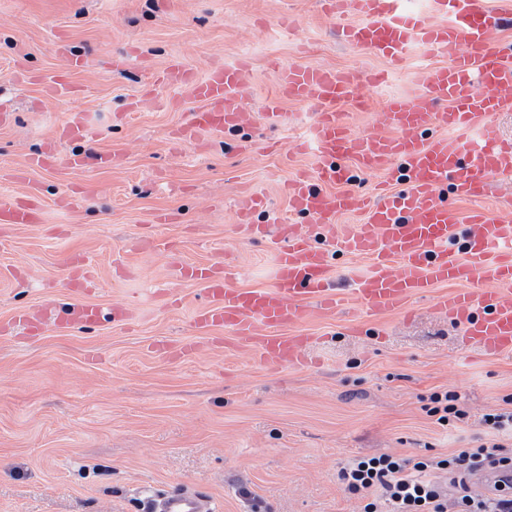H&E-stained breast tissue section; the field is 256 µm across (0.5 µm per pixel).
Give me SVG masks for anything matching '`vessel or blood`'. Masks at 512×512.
I'll list each match as a JSON object with an SVG mask.
<instances>
[{"label":"vessel or blood","mask_w":512,"mask_h":512,"mask_svg":"<svg viewBox=\"0 0 512 512\" xmlns=\"http://www.w3.org/2000/svg\"><path fill=\"white\" fill-rule=\"evenodd\" d=\"M429 14L408 9L407 0H324L325 14L336 19V33L347 45L402 67L411 46L425 55H447L446 66L425 77L426 96L418 102L390 99L385 107L392 136H355L334 106L353 100L364 85L382 83L385 72L288 64L275 65L276 88L262 104L265 125H283V103L296 100L314 112V152L309 169L286 183L289 211L298 223L253 224L265 205L258 194L236 204L241 225L270 242L275 257V284L270 288H233L232 265L182 266L180 278L195 283L204 296L192 320L199 334L211 336L213 348L222 340L213 329L228 331L237 348L253 353L269 368L309 364L312 337L285 332L286 324L305 318L296 300L307 298L326 315L348 306L365 315L395 313L403 320L415 315L414 304L438 285L448 293L435 301L439 313L463 331L465 343L482 356L512 350V221L493 217L483 206L490 178L512 174V139L504 137L496 116L512 112V57L495 40L512 21V0H428ZM356 12L363 20L347 23ZM246 67L208 66L196 74L179 57H171L157 72L159 82L188 86L199 101L197 111L170 132L183 141L199 134L221 132L245 124L249 114L241 91ZM98 133L84 114L74 113L56 128L57 140L68 143L96 139ZM55 148L13 167L10 180L29 187L24 196L0 191L1 224H37L43 199L31 188L34 171L54 167ZM112 153L83 148L67 154L70 170L102 169L112 165ZM385 169L387 177L371 198L347 189L355 173ZM473 201L458 214L451 198ZM358 212L356 225L338 224V217ZM311 216L315 225L304 224ZM327 232L325 244L312 241L313 229ZM370 262L349 292L331 284V251ZM90 271L72 279L73 298L60 316L47 308L17 313L16 323L37 330L41 323L68 333L108 318L126 322L127 309L104 311L87 302ZM149 512H212L208 498L170 491L148 503Z\"/></svg>","instance_id":"1"}]
</instances>
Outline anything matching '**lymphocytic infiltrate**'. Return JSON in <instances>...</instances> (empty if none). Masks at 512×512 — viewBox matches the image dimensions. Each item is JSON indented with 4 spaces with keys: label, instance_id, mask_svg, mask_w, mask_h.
<instances>
[{
    "label": "lymphocytic infiltrate",
    "instance_id": "1",
    "mask_svg": "<svg viewBox=\"0 0 512 512\" xmlns=\"http://www.w3.org/2000/svg\"><path fill=\"white\" fill-rule=\"evenodd\" d=\"M482 421L497 444L417 461L392 454L359 458L343 466L338 478L347 493L362 498L363 512H512V492L495 487L478 494L469 486L470 476L491 466L512 472V409ZM434 471L447 473V486L431 479Z\"/></svg>",
    "mask_w": 512,
    "mask_h": 512
}]
</instances>
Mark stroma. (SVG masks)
Instances as JSON below:
<instances>
[{
	"instance_id": "35a3bbf8",
	"label": "stroma",
	"mask_w": 512,
	"mask_h": 512,
	"mask_svg": "<svg viewBox=\"0 0 512 512\" xmlns=\"http://www.w3.org/2000/svg\"><path fill=\"white\" fill-rule=\"evenodd\" d=\"M61 38L70 58L55 51ZM118 54L125 66L110 71ZM172 55L199 74L246 63L252 121L172 141L196 106L188 87L154 80ZM276 62L383 66L338 39L319 0H0V107L12 114L0 169L39 152L75 112L97 128L94 149L122 158L109 170L33 173L42 223L0 227V324L45 301L63 309L76 253L94 271L89 301L135 313L127 325L0 337V512H142L176 488L216 512H362L338 479L348 460L470 448L487 439L483 415L512 407V352L463 347L430 295L411 322L363 318L362 336L348 335V310L292 323L316 339L306 368H266L231 346L176 362L152 350L159 338H199L191 315L203 297L177 264L230 263L237 288L273 283V255L240 233L235 203L262 195L255 222L280 223L287 181L311 162L307 105L284 103L276 130L256 116ZM447 62L412 51L384 83L361 87L364 107L335 109L356 136L388 133L386 101L422 97L425 73ZM21 68L33 81H15ZM61 72L76 94L46 97L39 77ZM159 209L178 221L152 224ZM447 391L466 413L453 428L430 414L431 396Z\"/></svg>"
}]
</instances>
